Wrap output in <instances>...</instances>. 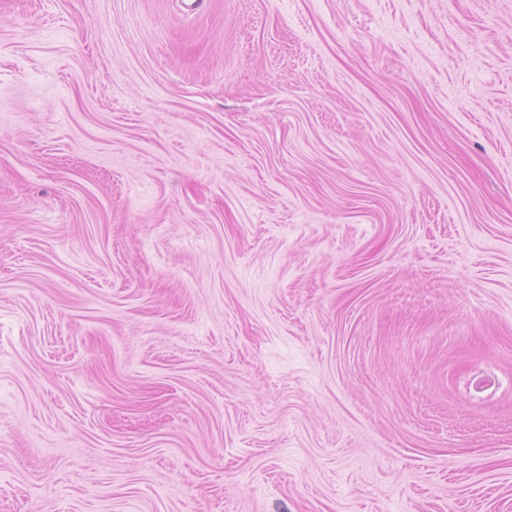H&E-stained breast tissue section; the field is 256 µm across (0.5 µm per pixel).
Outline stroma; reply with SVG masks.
<instances>
[{
	"label": "stroma",
	"instance_id": "stroma-1",
	"mask_svg": "<svg viewBox=\"0 0 512 512\" xmlns=\"http://www.w3.org/2000/svg\"><path fill=\"white\" fill-rule=\"evenodd\" d=\"M0 512H512V0H0Z\"/></svg>",
	"mask_w": 512,
	"mask_h": 512
}]
</instances>
